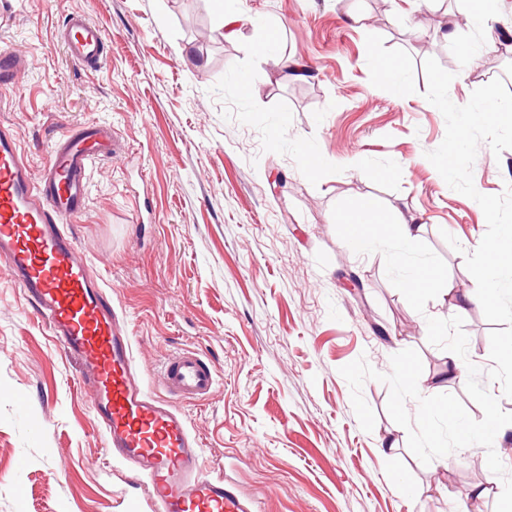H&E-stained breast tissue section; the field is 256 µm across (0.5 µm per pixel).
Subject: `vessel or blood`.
Wrapping results in <instances>:
<instances>
[{
  "instance_id": "obj_1",
  "label": "vessel or blood",
  "mask_w": 512,
  "mask_h": 512,
  "mask_svg": "<svg viewBox=\"0 0 512 512\" xmlns=\"http://www.w3.org/2000/svg\"><path fill=\"white\" fill-rule=\"evenodd\" d=\"M60 40L73 62L100 64L102 34L86 15H71ZM22 68L21 56L1 50L0 86L14 83ZM110 147L100 129L66 134L35 182L12 129L0 125V259L63 350L79 359L112 458L143 485L153 512H258L234 483L205 472L203 450L184 417L140 383L121 315L93 284L69 230L85 207L87 172ZM162 386L185 399L206 398L217 388V374L198 355L184 353L167 363Z\"/></svg>"
}]
</instances>
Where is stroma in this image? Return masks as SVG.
Masks as SVG:
<instances>
[{
    "mask_svg": "<svg viewBox=\"0 0 512 512\" xmlns=\"http://www.w3.org/2000/svg\"><path fill=\"white\" fill-rule=\"evenodd\" d=\"M467 0H0V50L28 66L0 86L39 176L55 142L105 127L112 153L87 173L85 210L70 230L123 313L139 377L154 392L173 355L213 365L215 394L178 405L209 474H226L261 512H458L487 471V451L423 464L369 380L364 431L341 367L366 358L389 373L416 350L421 395L449 393L448 353L427 320L454 312L450 290L483 260L478 244L512 229V121L466 119L512 110V0L488 24L448 18ZM242 21L219 33L221 12ZM84 13L104 35L95 69L74 65L56 33ZM280 28L273 53L258 50ZM211 37L203 42L199 28ZM472 52L477 63L465 62ZM301 62L302 77L276 65ZM395 58L399 79L377 62ZM316 158L306 168L305 155ZM372 199L426 226L415 259L442 285L411 296L397 241L351 252L339 218ZM481 384L512 412V285L462 314ZM66 354L32 302L0 269V512H127L136 484L113 462ZM22 394L24 403L13 401ZM398 434L396 452L381 449Z\"/></svg>",
    "mask_w": 512,
    "mask_h": 512,
    "instance_id": "obj_1",
    "label": "stroma"
}]
</instances>
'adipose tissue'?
Masks as SVG:
<instances>
[{
	"label": "adipose tissue",
	"instance_id": "ef3b65f1",
	"mask_svg": "<svg viewBox=\"0 0 512 512\" xmlns=\"http://www.w3.org/2000/svg\"><path fill=\"white\" fill-rule=\"evenodd\" d=\"M346 226V238L354 252L368 250L378 239H396L401 249L393 256L394 263L405 262L413 247L423 238L424 224L404 217L379 214L372 200H363L354 214L342 217ZM484 260L473 281L471 290L460 293L454 303L458 311H465L468 305L482 302L489 290L496 288L503 271L512 268V249L496 245L483 249Z\"/></svg>",
	"mask_w": 512,
	"mask_h": 512
}]
</instances>
